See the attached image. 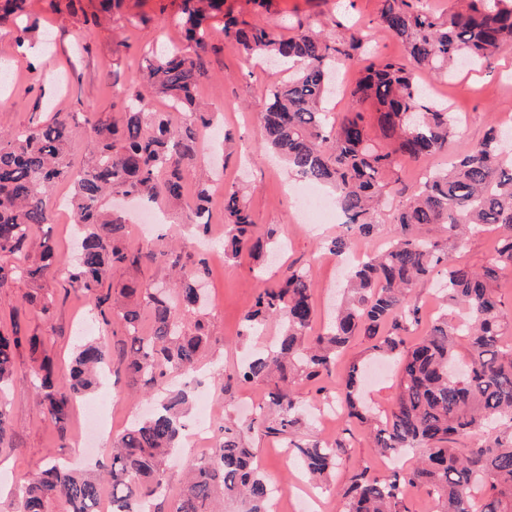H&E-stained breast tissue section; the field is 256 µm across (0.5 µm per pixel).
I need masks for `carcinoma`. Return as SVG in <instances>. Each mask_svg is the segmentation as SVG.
Listing matches in <instances>:
<instances>
[{"label":"carcinoma","mask_w":512,"mask_h":512,"mask_svg":"<svg viewBox=\"0 0 512 512\" xmlns=\"http://www.w3.org/2000/svg\"><path fill=\"white\" fill-rule=\"evenodd\" d=\"M24 8L25 0H0V17L21 19ZM220 14L224 39L246 59L276 58L290 68L260 112L262 145L298 178L333 188L347 233L327 241V249L342 255L357 238L371 248L349 271L346 302L313 338L306 266L287 265L277 285L259 290L240 336L259 334L273 318L281 322L282 334L278 344L239 366L235 379L267 384L275 414L219 426L211 452L194 463L170 512H220L223 499L236 503V512H271L274 487L245 443L251 432L283 438L288 460L313 477L328 478L347 453L346 438L300 443L302 414L294 387L331 375L358 336L370 342L369 355L397 362V392L384 415L364 405V365L354 360L342 380L344 417L367 428L378 455L419 450L422 459L404 475L379 476L365 463L353 465L338 491L346 512H410L412 488L432 495L436 512H512V339L505 336L508 324L497 294L502 275L512 271V163H502L512 146V127H490L445 170L427 168L419 189L404 202L394 203L393 181L402 161L427 162L443 153L454 129L448 108L429 99L415 71L446 77L462 58L492 65L502 45L512 41V0H454L444 14L428 9L427 0H381L379 25L404 45L409 64L385 60L365 66V46L353 35L331 38L301 28L283 37L267 24L224 10V0H182L173 23L187 48L168 45L151 53L138 90L127 97L121 126L85 121L91 155L86 169L74 171L69 159L81 134L71 112L0 133V256L29 252L33 228L44 230L30 264H0V287L15 279L30 283L25 303L51 319L55 297L42 286L55 274L59 256L51 244L49 194L57 184L71 183L80 251L67 272V291L83 295L117 338L116 357L103 340L83 341L65 375L43 360L34 376L45 418L65 436L75 401L99 388L101 371L113 362L115 373L125 372L146 398L158 400L151 415L113 438L109 463L100 472L54 462L21 490L18 512H97L105 484L112 488V512H152L168 497L163 463L181 447L193 406L190 387L174 384L173 375L196 366L209 342L206 322L199 318L187 327L180 312L199 309L197 284L210 269L205 257L184 256L162 237L146 252L132 250L125 220L108 211L107 199L122 195L178 206L192 182L191 223L200 235L209 232L210 179L197 172L194 160L200 137L214 127L215 112L196 100L195 88L207 76V22ZM37 29L35 22L17 28L16 45L31 46ZM339 68L360 73L349 97L375 108L380 138L371 136L367 113L352 110L338 122L325 107L335 97ZM156 95L167 99L169 111L150 110ZM382 215L391 217L394 231L379 247L373 236ZM434 224L448 236L427 237L423 229ZM224 227L228 258L282 248L274 229H255L244 195L234 186L224 189ZM490 228L497 230L494 263L475 269L454 262L449 241ZM144 264L168 266L175 287L128 288L126 302L112 298V270ZM435 278L445 310L408 347L404 336L423 321L414 296ZM450 310L461 314L455 325L448 323ZM145 311L151 319L147 334L141 331ZM46 341L21 333L19 309L13 308L10 328H0V396L13 384L18 351H36ZM476 431L484 433L482 442L457 447Z\"/></svg>","instance_id":"obj_1"}]
</instances>
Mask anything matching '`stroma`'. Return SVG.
Here are the masks:
<instances>
[{"instance_id":"obj_1","label":"stroma","mask_w":512,"mask_h":512,"mask_svg":"<svg viewBox=\"0 0 512 512\" xmlns=\"http://www.w3.org/2000/svg\"><path fill=\"white\" fill-rule=\"evenodd\" d=\"M180 0H124L110 21L94 26L85 23V15L96 13L98 0H81L74 13L59 14L48 7V0H28L29 17L43 24L48 40H35L46 62L44 73L32 72L30 55L14 43L16 22L0 18V65L13 74L0 88V131L26 126L32 116L48 118L53 112L74 113L77 121L90 118L113 121L124 107L126 93L139 81L146 49L158 48L180 39L176 30L163 20L178 9ZM225 8L240 13L246 20L269 24L279 34L292 35L303 26L315 32L335 33L343 29L368 42L375 61H406L400 41L386 33L377 22L380 0H270L268 9H257L248 0H225ZM213 48L207 56L208 75L197 85L200 100L212 103L217 112V127L229 133L235 152L225 156L223 146L199 155L197 163L205 168H223L214 176L208 204L211 235L215 244L224 240V188L242 185L258 230L275 228L284 242L279 256L256 264L250 256L237 263L225 262L223 256L209 255L211 270L206 283L208 305L204 318L209 326L210 341L201 358L200 379L204 388L214 390L217 400L213 409L221 420L243 421L246 413L238 406L247 401L259 407L266 403L267 387L262 383L237 384L233 374L243 356L263 349L280 334L278 321H269L262 335L247 344H239L238 332L243 314L248 311L259 288L277 284L283 266L299 263L309 267L314 290L312 301L317 311L315 331H322L331 318L332 308L343 296L339 260L323 249L325 239L338 233L336 225L324 224L319 230L304 226L296 214L291 194L298 179L285 164L263 149L259 114L269 90L287 79L285 68L256 60L245 61L231 43L225 41L221 23L212 28ZM417 80L429 85L435 101L445 104L456 117L455 134L444 155L433 159V166L443 168L450 157L479 143L489 126L512 125V43L504 44L492 67L465 66L447 79L426 72ZM48 287L61 297L51 320H43L34 310H27L24 328L27 333L44 334L53 329L54 339L43 352L20 349L16 356V382L0 404L4 405L10 425V445L0 448V512H16L18 495L28 477L46 465L75 454V438L83 427L81 414H74L66 437H59L45 419L30 385V376L42 356H50L59 372H68L77 344L88 332L103 336L97 328L87 299L67 292L65 272H57ZM228 381L218 388L217 373ZM299 404L312 413L299 431L306 440L330 441L341 432L349 434L347 456L337 467L329 484L315 490L322 502L320 512H344V503L336 487L345 483L352 464L363 462L380 475L406 472L419 461V452H409L399 465L383 463L376 454L366 429L347 423L343 416L321 420L323 409L338 406L342 397L339 377L325 383L324 392L306 383L297 385ZM113 394L112 424L123 429L147 410L126 382L111 389H98L94 399ZM248 445L265 474L283 486L276 512H299V498L292 492L295 480L303 478L300 468L288 462L280 439L249 434Z\"/></svg>"}]
</instances>
